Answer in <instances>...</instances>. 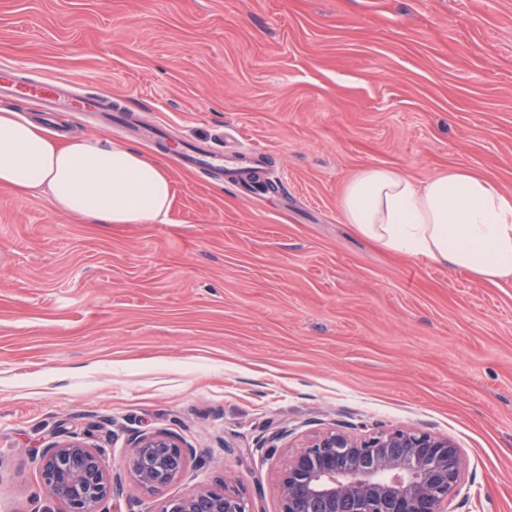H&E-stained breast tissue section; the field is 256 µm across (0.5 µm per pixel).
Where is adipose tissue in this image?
I'll list each match as a JSON object with an SVG mask.
<instances>
[{
    "mask_svg": "<svg viewBox=\"0 0 512 512\" xmlns=\"http://www.w3.org/2000/svg\"><path fill=\"white\" fill-rule=\"evenodd\" d=\"M0 185L45 194L60 213L96 224L166 223L175 197L164 158L89 139L61 141L0 109ZM346 224L381 247L496 284L512 278V193L470 169L417 182L368 167L341 197Z\"/></svg>",
    "mask_w": 512,
    "mask_h": 512,
    "instance_id": "obj_1",
    "label": "adipose tissue"
}]
</instances>
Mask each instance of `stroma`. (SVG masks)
Wrapping results in <instances>:
<instances>
[{
	"label": "stroma",
	"instance_id": "1",
	"mask_svg": "<svg viewBox=\"0 0 512 512\" xmlns=\"http://www.w3.org/2000/svg\"><path fill=\"white\" fill-rule=\"evenodd\" d=\"M111 93L172 138L265 153L287 201L168 156L165 224H91L0 188V512H61L40 453L76 435L192 448L153 495L279 512L283 465L330 428L451 439L450 512H512V280L483 284L344 224L370 166L460 167L512 191V0H0V64ZM68 136L154 143L61 112Z\"/></svg>",
	"mask_w": 512,
	"mask_h": 512
}]
</instances>
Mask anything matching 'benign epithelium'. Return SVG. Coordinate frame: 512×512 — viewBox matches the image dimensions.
I'll return each mask as SVG.
<instances>
[{"label":"benign epithelium","instance_id":"7a95c632","mask_svg":"<svg viewBox=\"0 0 512 512\" xmlns=\"http://www.w3.org/2000/svg\"><path fill=\"white\" fill-rule=\"evenodd\" d=\"M191 449L165 434L136 439L125 471L159 493L179 479ZM44 490L64 512H110L120 477L102 452L71 437L41 452ZM460 449L450 439L410 427L369 437L324 432L286 463L281 512H448L461 482ZM155 512H249L235 491L199 489L163 500Z\"/></svg>","mask_w":512,"mask_h":512}]
</instances>
